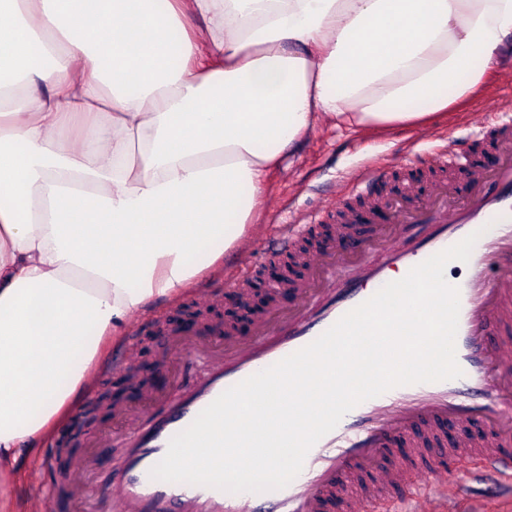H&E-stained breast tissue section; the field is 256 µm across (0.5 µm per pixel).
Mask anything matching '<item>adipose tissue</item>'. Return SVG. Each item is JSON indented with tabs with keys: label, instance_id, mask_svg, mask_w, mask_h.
<instances>
[{
	"label": "adipose tissue",
	"instance_id": "1",
	"mask_svg": "<svg viewBox=\"0 0 512 512\" xmlns=\"http://www.w3.org/2000/svg\"><path fill=\"white\" fill-rule=\"evenodd\" d=\"M510 51L512 0H0V473L255 223L285 148L422 126Z\"/></svg>",
	"mask_w": 512,
	"mask_h": 512
}]
</instances>
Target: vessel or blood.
<instances>
[{
    "mask_svg": "<svg viewBox=\"0 0 512 512\" xmlns=\"http://www.w3.org/2000/svg\"><path fill=\"white\" fill-rule=\"evenodd\" d=\"M497 140L499 165L477 168L467 197L443 182L420 209H394L395 222L422 227L412 246L389 237L382 261L354 257L358 275L343 282L339 259L302 256L307 274L292 291L294 309L275 305L256 317L249 340L226 342L206 378L173 390L165 411L130 434L112 482L118 512H369L386 503L399 512H448L462 501L468 467L493 472L512 490V130L501 129ZM312 222L273 225L272 239L292 244ZM473 233L478 240L456 282L460 378L395 387L358 404L278 490L233 494L151 478L171 438L226 389L313 342L394 271H410Z\"/></svg>",
    "mask_w": 512,
    "mask_h": 512,
    "instance_id": "1",
    "label": "vessel or blood"
}]
</instances>
